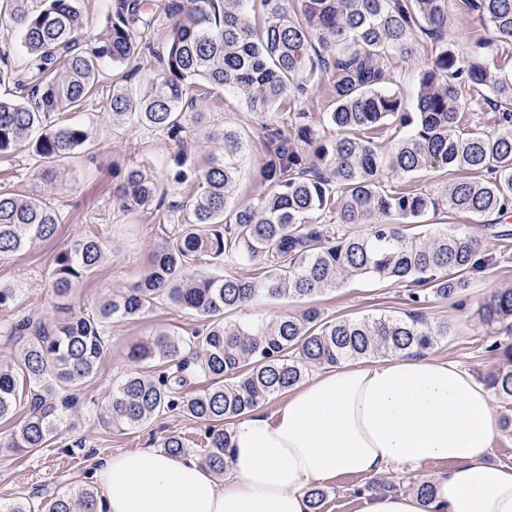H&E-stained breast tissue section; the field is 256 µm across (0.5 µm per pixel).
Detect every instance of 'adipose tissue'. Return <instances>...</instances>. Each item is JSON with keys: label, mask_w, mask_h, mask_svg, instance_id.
<instances>
[{"label": "adipose tissue", "mask_w": 512, "mask_h": 512, "mask_svg": "<svg viewBox=\"0 0 512 512\" xmlns=\"http://www.w3.org/2000/svg\"><path fill=\"white\" fill-rule=\"evenodd\" d=\"M499 432L490 391L451 361L397 355L316 374L272 412L234 425L224 479L193 455L141 449L104 461L108 512H310L307 490L448 463L417 494L358 496V512H512V466L486 461Z\"/></svg>", "instance_id": "ef3b65f1"}]
</instances>
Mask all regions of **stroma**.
<instances>
[{
    "label": "stroma",
    "mask_w": 512,
    "mask_h": 512,
    "mask_svg": "<svg viewBox=\"0 0 512 512\" xmlns=\"http://www.w3.org/2000/svg\"><path fill=\"white\" fill-rule=\"evenodd\" d=\"M448 12L454 22L457 49L462 55H470L481 42L491 71L512 70V45L493 42L488 27L463 0H448ZM69 118L89 126L91 141L85 150L52 172H43L24 150L16 152L10 162H0V180H5L10 190L46 201L62 218L56 240L37 243L28 251L0 259V284L20 290L13 306L0 309V361L13 358L20 348L19 343L6 336L12 322L23 317L52 322L72 310L93 312L100 301L132 287L164 244L160 212L124 209L115 191L125 171L132 167L148 166L158 178H165L175 144L163 135L146 134L137 125L113 123L100 106L70 113ZM264 122V117L251 112L243 100L227 93L219 100L203 104L193 125L192 156L201 168L205 167L212 150L206 141L209 133L232 126L244 134L248 150L235 194V202L240 206L256 204L265 191L259 175L265 159L261 133ZM424 221L469 232L488 253L502 251L506 246L512 248V239L503 243L491 238L480 217L441 212L427 214ZM88 234L100 237L106 257L95 272L75 284L67 300H55L50 285L56 258L68 244ZM503 288H512V261H501L471 274L468 288L456 303L443 300L429 303L423 311L425 319L448 326L447 338L430 349V356L458 363L480 382L502 366V356L488 349L496 331L480 321L478 310L486 298ZM311 304L330 318L360 319L380 314L402 317L410 310L406 284L372 279L349 280L336 290L314 297ZM305 305L301 301H272L260 296L249 306L225 314L224 320L237 324L271 319L299 313ZM204 326L198 316L163 301L139 318L113 319L104 331L106 343L97 372L81 386L84 405L75 423L63 429L46 448L0 454V500L33 496L38 502H46L60 491L92 483L95 469L109 457L158 447L163 437L170 434L193 440L192 455L203 457V448L196 444L202 426L188 417L166 413L137 428L120 431L103 426L99 413L118 382L132 370L128 353L133 346L164 331L187 335ZM444 469V464L430 462L415 470L337 479L324 485L325 498L320 512H356L357 492H409L416 480H432Z\"/></svg>",
    "instance_id": "obj_1"
}]
</instances>
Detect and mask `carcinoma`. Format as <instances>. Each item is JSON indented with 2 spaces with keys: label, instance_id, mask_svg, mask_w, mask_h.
I'll use <instances>...</instances> for the list:
<instances>
[{
  "label": "carcinoma",
  "instance_id": "obj_1",
  "mask_svg": "<svg viewBox=\"0 0 512 512\" xmlns=\"http://www.w3.org/2000/svg\"><path fill=\"white\" fill-rule=\"evenodd\" d=\"M293 19L288 0H112L105 23L86 44L77 0H0V35L17 37L25 65L0 50V84L11 82L20 100L0 99V157L25 149L51 170L87 146L84 126L64 117L99 102V66H124L144 52L158 59L150 90L131 99L124 74L112 79L105 110L112 121L177 143L168 180L193 188L189 203L166 201L156 176L126 172L122 205L165 210L164 245L130 289L88 314L52 323L21 318L7 335L25 341L16 364H0V420L23 414L0 453L44 448L61 425L78 417V386L93 376L103 352V330L114 318L134 319L157 301L194 312L206 328L189 337L159 333L137 344L132 357L158 363V375L132 371L113 389L102 424L136 428L177 411L204 424L205 463L224 473L236 419L288 392L312 370L380 354L423 352L448 336L428 323L422 306L454 301L467 274L492 261L478 240L446 229L420 239L406 235L429 211L484 217L512 209V73L491 75L483 57L461 56L448 31V0H300ZM494 40L512 43V0H466ZM262 14L255 26L251 14ZM166 31L154 50L152 35ZM430 44L415 101L391 88V74L419 41ZM327 78L331 109L315 124L302 109ZM468 97H462L461 88ZM231 91L251 111L278 110L280 123L263 125L266 185L254 206L233 204L247 141L231 128L211 136L217 151L200 170L184 148L199 105ZM488 112L489 126H471L468 113ZM469 173L435 198L397 189L395 177L424 169ZM60 215L36 198L0 188V257L57 236ZM105 257L101 240L86 235L56 258L51 288L65 298L76 280ZM253 264L260 280L234 274L202 275L200 263ZM353 278L410 283L406 317L328 319L316 307L299 315L243 325L224 314L262 294L272 300L310 299ZM482 322L512 331V289L480 306ZM488 349L509 363L487 377L494 393L512 401V341ZM194 378L207 382L185 397ZM161 447L184 454L182 436ZM0 512H40L17 498ZM45 512H106L92 487L58 493Z\"/></svg>",
  "mask_w": 512,
  "mask_h": 512
}]
</instances>
